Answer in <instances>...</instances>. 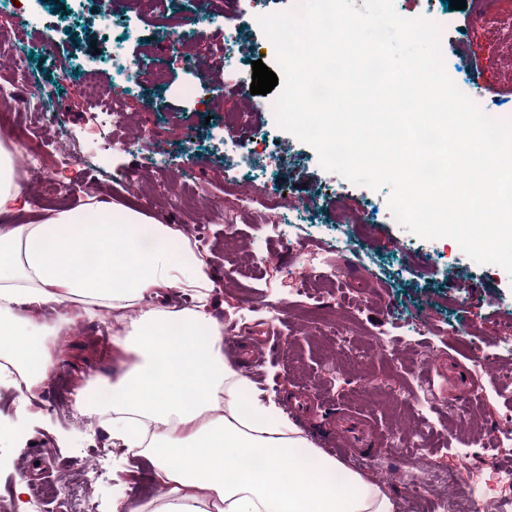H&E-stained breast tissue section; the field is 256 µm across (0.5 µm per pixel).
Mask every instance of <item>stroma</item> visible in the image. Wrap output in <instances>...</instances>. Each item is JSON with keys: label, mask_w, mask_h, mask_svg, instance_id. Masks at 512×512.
<instances>
[{"label": "stroma", "mask_w": 512, "mask_h": 512, "mask_svg": "<svg viewBox=\"0 0 512 512\" xmlns=\"http://www.w3.org/2000/svg\"><path fill=\"white\" fill-rule=\"evenodd\" d=\"M477 0L448 11L444 0H397L396 11L409 18L430 9L452 16L443 29V56L478 94L495 89L496 105L512 106V27L493 21L473 23ZM291 0H209L208 11L191 16L198 41L193 68L165 61L166 81L140 83L121 104L124 125L118 137L131 140L123 151L99 153L88 122L81 78L98 84L115 80L103 55L116 53L136 73L149 47L159 45L186 20L169 14L162 0L153 12L130 7L122 17L134 38L100 41V7L82 0H0V86L9 85L12 61H20L37 82L52 89L62 113L58 120L35 125L29 112L12 116L14 126H38L39 137L68 139L92 154L82 166L53 155L48 178L72 186L73 194L54 195L41 183H24L30 218L83 201L78 191L96 181L102 201L140 211L201 239V255L210 266L215 288L212 312L223 320L225 336L248 340L266 333L269 359L257 390L261 400L276 403L288 419L293 394L342 414L351 409L371 413L381 425L387 447L375 452L364 475L383 482L397 503L414 497L412 482L383 481L392 444L408 436L423 443L422 476L456 472L459 488L471 478L459 474V451L467 449L483 478L494 469L511 468L512 456H494L498 428L512 427V274L494 264H479L450 238L425 240L379 216L389 188L376 190L353 183L337 187L336 175L323 169L316 150L279 128L274 113L258 108V96L220 93L224 64L216 50L225 29L234 27L238 66L262 60L273 66L276 52L263 33L259 16L289 10ZM25 27V40L16 30ZM95 61L88 75L60 77V61ZM478 75H471L470 61ZM244 112L258 136L276 152L255 154L252 140L238 144L237 155H225L219 126L225 113ZM152 127L169 159L178 165L184 153L198 161L175 197L144 202L125 178L152 170L153 149L136 145L142 126ZM251 162L237 172L238 154ZM282 193L284 217L317 220L325 237L335 238L334 216L353 214L348 226L356 253L354 267L334 288H319L320 268L301 248H288L267 227L265 189ZM224 204L223 216L208 204ZM289 304L278 315L267 306L279 295ZM113 320L103 312L80 319L58 337V360L49 380L32 399L13 375H0V512H112L113 465L123 455L108 428L64 402L88 382L112 378L125 358L114 344ZM484 354L481 363L474 354ZM41 467H30L32 455ZM99 468L101 478L86 484L85 475ZM24 494H17V486Z\"/></svg>", "instance_id": "obj_1"}]
</instances>
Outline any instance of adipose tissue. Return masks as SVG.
Returning a JSON list of instances; mask_svg holds the SVG:
<instances>
[{"label":"adipose tissue","mask_w":512,"mask_h":512,"mask_svg":"<svg viewBox=\"0 0 512 512\" xmlns=\"http://www.w3.org/2000/svg\"><path fill=\"white\" fill-rule=\"evenodd\" d=\"M0 150V358L36 393L57 362L56 336L75 319L112 313L120 352L135 362L113 381L77 390L81 413L101 416L129 458L147 457L161 494L135 503L124 493L112 512H397L393 496L345 471L315 448L248 377L224 360V323L211 312L208 263L172 251L171 225L91 197L37 220ZM192 292L194 307L159 305L171 290ZM66 312L44 322L47 302ZM31 308L17 312L18 304ZM342 469V468H341Z\"/></svg>","instance_id":"1"}]
</instances>
